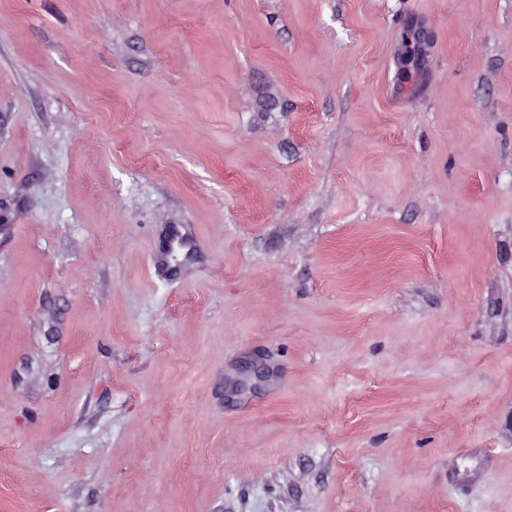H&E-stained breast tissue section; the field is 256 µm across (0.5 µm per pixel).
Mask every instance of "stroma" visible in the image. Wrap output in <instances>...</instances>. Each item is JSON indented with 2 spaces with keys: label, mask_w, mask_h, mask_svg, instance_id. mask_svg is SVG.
<instances>
[{
  "label": "stroma",
  "mask_w": 512,
  "mask_h": 512,
  "mask_svg": "<svg viewBox=\"0 0 512 512\" xmlns=\"http://www.w3.org/2000/svg\"><path fill=\"white\" fill-rule=\"evenodd\" d=\"M0 512H512V0H0Z\"/></svg>",
  "instance_id": "stroma-1"
}]
</instances>
